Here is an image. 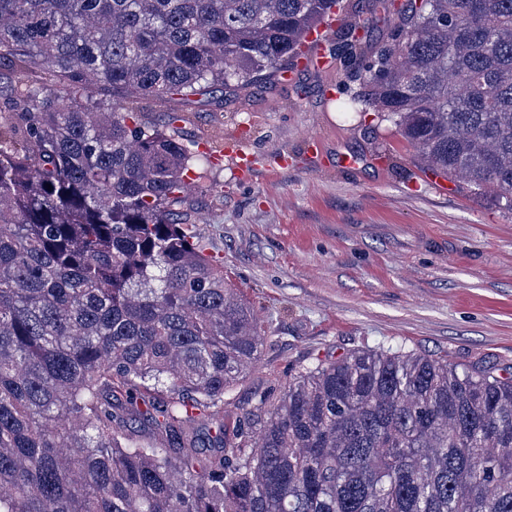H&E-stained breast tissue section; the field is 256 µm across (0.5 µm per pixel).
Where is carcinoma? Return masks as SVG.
<instances>
[{
    "instance_id": "cac0c4a2",
    "label": "carcinoma",
    "mask_w": 512,
    "mask_h": 512,
    "mask_svg": "<svg viewBox=\"0 0 512 512\" xmlns=\"http://www.w3.org/2000/svg\"><path fill=\"white\" fill-rule=\"evenodd\" d=\"M409 2L380 46L336 32L350 104L512 208V0ZM341 10L0 0V512H512V375L491 367L353 351L224 422L271 337L199 245L210 154L137 104L248 90Z\"/></svg>"
}]
</instances>
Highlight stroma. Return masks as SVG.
<instances>
[{"instance_id":"35a3bbf8","label":"stroma","mask_w":512,"mask_h":512,"mask_svg":"<svg viewBox=\"0 0 512 512\" xmlns=\"http://www.w3.org/2000/svg\"><path fill=\"white\" fill-rule=\"evenodd\" d=\"M359 90L332 57L224 94L218 146L242 145L260 167L248 175L227 157L199 169L197 231L273 338L225 416L300 365L357 349L512 369V210L422 172L372 108L342 111Z\"/></svg>"}]
</instances>
